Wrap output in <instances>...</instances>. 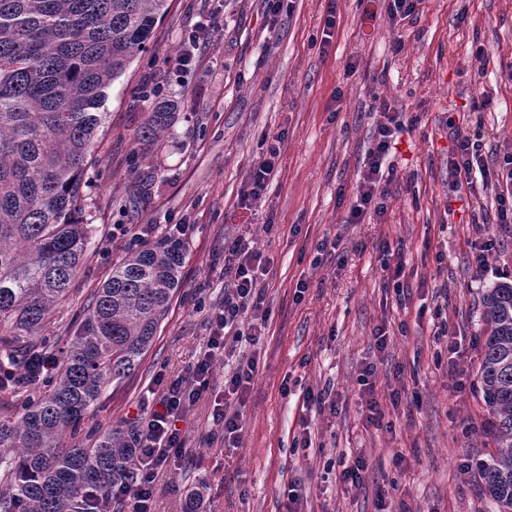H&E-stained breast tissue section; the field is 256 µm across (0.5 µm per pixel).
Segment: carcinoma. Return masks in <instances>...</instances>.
<instances>
[{"instance_id": "obj_1", "label": "carcinoma", "mask_w": 512, "mask_h": 512, "mask_svg": "<svg viewBox=\"0 0 512 512\" xmlns=\"http://www.w3.org/2000/svg\"><path fill=\"white\" fill-rule=\"evenodd\" d=\"M168 0H0V512H122L138 476L132 426L88 425L102 392L140 365L182 284L186 249L164 240L112 267L61 346L44 331L90 249L83 176L104 89L147 50ZM161 103L133 132L160 140ZM478 368L495 448L477 470L512 512V284L482 297ZM55 357L43 378L30 359Z\"/></svg>"}]
</instances>
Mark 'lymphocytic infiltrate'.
<instances>
[{"label": "lymphocytic infiltrate", "instance_id": "f902f5d3", "mask_svg": "<svg viewBox=\"0 0 512 512\" xmlns=\"http://www.w3.org/2000/svg\"><path fill=\"white\" fill-rule=\"evenodd\" d=\"M373 147L369 150L346 223L361 224L366 218L381 215L384 209L382 167L398 132L405 123L403 114L392 102L382 99L372 108ZM482 143L455 133L448 157L458 184L472 185L473 170L482 163ZM268 266L267 259L239 236L224 244V303L209 321L206 347L200 351L188 375L166 381L159 393L158 408L139 428L142 450L141 478L135 487L119 491L127 512H152L155 481L165 464L178 459L185 446L179 427L190 407L212 389V367L217 357L233 352L240 344L258 345L268 333V310L258 286ZM255 360L238 364L224 378L221 398L215 399L213 420L224 430V445L236 447L243 430L242 409L254 378Z\"/></svg>", "mask_w": 512, "mask_h": 512}]
</instances>
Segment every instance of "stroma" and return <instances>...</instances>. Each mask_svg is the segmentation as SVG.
Segmentation results:
<instances>
[{
  "mask_svg": "<svg viewBox=\"0 0 512 512\" xmlns=\"http://www.w3.org/2000/svg\"><path fill=\"white\" fill-rule=\"evenodd\" d=\"M389 3L292 0L272 27L264 0H169L148 51L106 90L82 217L96 248L47 336L73 335L88 295L130 248L129 231L147 244L182 238L186 258L154 344L135 375L101 395L95 420L138 422L154 409L157 377L185 374L224 302L225 240L247 236L272 259L260 280L267 336L213 366L220 388L238 362L257 361L239 443L225 447L204 395L187 413L177 467L157 478L155 512H184L198 488L210 512H286L296 482L302 512H494L474 470L494 448L476 375L481 298L512 283V223L497 221L512 194L496 177L512 155V0H424L396 20ZM202 30L195 65L178 69ZM152 87L175 117L147 148L131 134ZM380 99L412 124L384 164L383 215L348 224ZM456 127L482 137L487 175L471 195L458 193L448 167ZM265 136L278 140L279 172L244 207ZM135 152L144 160L132 176ZM486 235L493 243L479 262L473 245ZM325 238L335 250L317 252ZM368 364L378 427L365 421ZM322 390L327 404L311 403ZM357 456L362 480L342 483Z\"/></svg>",
  "mask_w": 512,
  "mask_h": 512,
  "instance_id": "stroma-1",
  "label": "stroma"
}]
</instances>
